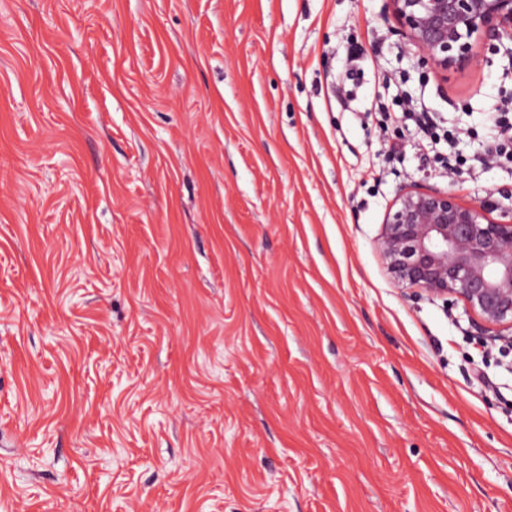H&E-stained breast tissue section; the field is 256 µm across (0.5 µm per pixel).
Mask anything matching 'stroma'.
<instances>
[{
	"instance_id": "1",
	"label": "stroma",
	"mask_w": 512,
	"mask_h": 512,
	"mask_svg": "<svg viewBox=\"0 0 512 512\" xmlns=\"http://www.w3.org/2000/svg\"><path fill=\"white\" fill-rule=\"evenodd\" d=\"M390 0H0V512H512V354L395 287L401 189L493 196L512 38ZM362 48L353 111L333 80ZM456 133L441 173L375 103ZM399 28L431 69L467 68L474 45L512 36V0H390Z\"/></svg>"
}]
</instances>
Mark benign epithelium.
Here are the masks:
<instances>
[{"instance_id":"1","label":"benign epithelium","mask_w":512,"mask_h":512,"mask_svg":"<svg viewBox=\"0 0 512 512\" xmlns=\"http://www.w3.org/2000/svg\"><path fill=\"white\" fill-rule=\"evenodd\" d=\"M395 30L436 70L467 68L474 45L512 36V0H390ZM491 200L466 204L451 191L401 190L377 238L400 288L419 289L452 308L464 303L475 335L512 343V216L489 218Z\"/></svg>"}]
</instances>
